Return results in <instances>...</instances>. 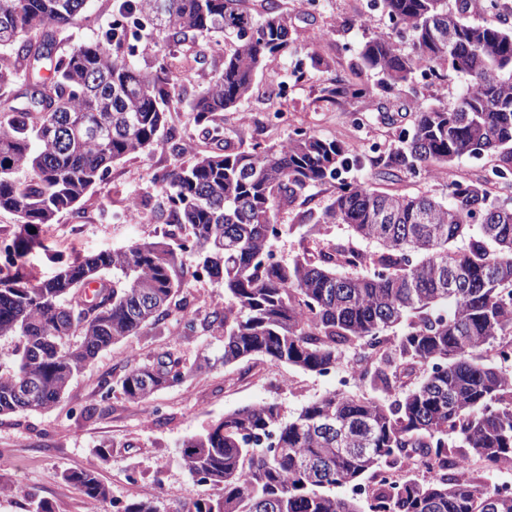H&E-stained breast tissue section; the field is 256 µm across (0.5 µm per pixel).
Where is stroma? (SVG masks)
<instances>
[{
	"label": "stroma",
	"mask_w": 512,
	"mask_h": 512,
	"mask_svg": "<svg viewBox=\"0 0 512 512\" xmlns=\"http://www.w3.org/2000/svg\"><path fill=\"white\" fill-rule=\"evenodd\" d=\"M369 0H319L316 10H305L302 0H283L292 38L305 71L303 81L286 74V64L271 63L269 72L256 81L252 97L238 109L221 115L224 139L233 147L258 141L276 144L294 129L340 141L350 154L370 148L387 150L397 127L410 122L405 106L419 99L436 101L437 91L421 82L401 92L377 91L370 100L349 98L337 104L322 99L332 75L350 76L360 43L369 33L391 29L388 18L375 14L368 27L355 18L369 12ZM114 0H89L87 18L72 30L60 48L95 38L114 19ZM324 33L314 42L315 33ZM315 56L333 59L334 72L312 66ZM204 86L201 79L182 81L180 102L168 116L178 132L179 150L164 145L115 162L88 192L79 214L64 213L44 233V245L28 256L34 273L52 277L57 257L90 254L122 248L150 239L162 230L159 205L164 195L162 174L190 164L196 156L215 152L217 145L196 126L187 102ZM367 117L364 127L351 123L354 113ZM395 125H388L387 117ZM482 173L479 162L464 159L451 168L446 179L434 176H400L385 181L369 168L344 171L349 180L373 183L390 193L442 194L447 181H468ZM136 198L142 214L138 224L102 223L99 208L115 207ZM223 339L208 333L180 335L175 318L165 330H146L101 352L71 382L63 399L47 411H27L0 416V512H29L34 500L47 501L53 512H114L141 498L152 499L158 512H188L193 501L215 496L210 485L199 482L181 465L179 446L211 422L234 409L259 404H278L293 414L328 391L333 380L285 364L273 365L257 357L229 366L221 364L194 373L182 384L158 391L149 401L134 403L120 393L102 399L101 380L116 379L131 366L148 363L159 352L176 349L186 361L219 355ZM290 386H283V379ZM102 405L101 414L86 417L84 410ZM95 470L109 487L107 500L92 503L82 491L64 480V473Z\"/></svg>",
	"instance_id": "stroma-1"
}]
</instances>
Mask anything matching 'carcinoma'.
<instances>
[{"instance_id": "carcinoma-1", "label": "carcinoma", "mask_w": 512, "mask_h": 512, "mask_svg": "<svg viewBox=\"0 0 512 512\" xmlns=\"http://www.w3.org/2000/svg\"><path fill=\"white\" fill-rule=\"evenodd\" d=\"M88 0H0V211L21 224L0 264V336H15L12 365L0 364V415L54 407L100 352L182 312L183 329L224 337L218 361L263 357L325 374L355 349L368 393L333 390L287 418L274 403L229 412L180 445L183 466L218 489L188 512H362L336 489L383 469L427 458L434 473L376 485L371 512H512V494L451 472L453 449L489 469L512 471V370L490 351L512 339V28L470 19L473 0H373L413 48L388 34L358 49L353 69L399 90L425 66L466 84L452 104L416 101L411 123L385 152L351 155L335 139L296 130L287 140L196 158L162 176L152 240L60 261L41 279L20 264L57 216L77 209L116 161L162 143L176 100L177 63L196 33L233 38L218 74L189 103L216 141L217 117L251 93L268 62L293 53L279 0L253 14L247 0H120L116 17L137 15L166 33L168 54L140 62L137 38L118 22L95 40L58 51L86 18ZM324 98L371 99L375 87L337 76ZM494 159L476 181H451L447 196L392 194L338 174L369 165L383 178L448 171L463 158ZM327 182L336 192L318 213L294 205ZM345 225L351 235L331 237ZM301 230L288 262L271 238ZM224 285V310L199 316L180 296L184 280ZM211 367L175 351L126 370L115 382L144 402L174 379ZM92 502L109 489L93 470L64 474Z\"/></svg>"}]
</instances>
